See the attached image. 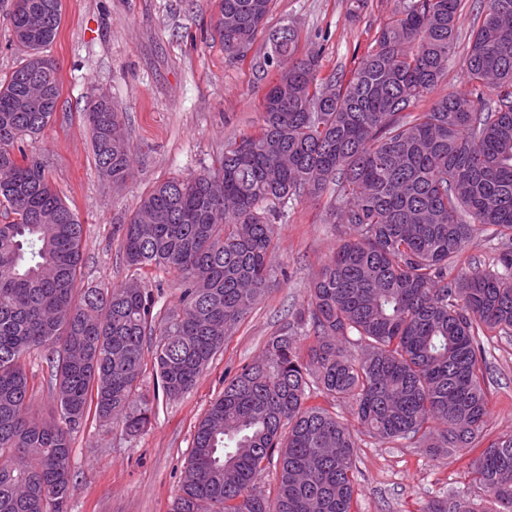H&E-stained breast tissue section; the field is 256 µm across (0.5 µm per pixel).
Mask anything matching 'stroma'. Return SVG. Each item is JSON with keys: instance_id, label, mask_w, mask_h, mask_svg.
Returning a JSON list of instances; mask_svg holds the SVG:
<instances>
[{"instance_id": "obj_1", "label": "stroma", "mask_w": 512, "mask_h": 512, "mask_svg": "<svg viewBox=\"0 0 512 512\" xmlns=\"http://www.w3.org/2000/svg\"><path fill=\"white\" fill-rule=\"evenodd\" d=\"M397 0H274L256 48L269 32L293 25L301 49L321 48L322 74L351 72L392 17ZM481 15L478 0H462L458 40L442 92L465 91L463 61ZM216 0H64V17L46 49L60 71L59 109L47 129L27 140L83 227V286L112 288L139 278L158 289L160 307L179 300L177 276L157 268L127 267L113 233L127 223L141 197L158 181L191 179L215 168L227 142L260 122L263 90L248 62L230 58L213 40ZM124 108L122 133L134 173L122 185L103 179L92 152V132L82 113L101 95ZM324 203L304 197L277 226L273 263L287 278L270 282L204 370L195 388L175 401L159 400L150 425L137 436L88 421L75 433L69 512H172L193 435L224 379L256 357L306 303L309 285L335 251L342 228L323 221ZM491 414L484 439L512 432V335L488 337ZM467 451L429 453L388 447L362 437L356 450L358 512H423L435 499L456 493L485 499L472 483Z\"/></svg>"}]
</instances>
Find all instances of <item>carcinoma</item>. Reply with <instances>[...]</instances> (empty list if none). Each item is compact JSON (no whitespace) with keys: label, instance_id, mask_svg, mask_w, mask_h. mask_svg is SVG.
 Returning <instances> with one entry per match:
<instances>
[{"label":"carcinoma","instance_id":"carcinoma-1","mask_svg":"<svg viewBox=\"0 0 512 512\" xmlns=\"http://www.w3.org/2000/svg\"><path fill=\"white\" fill-rule=\"evenodd\" d=\"M462 0H398L346 75H321L284 24L254 49L272 0H218L224 51L268 85L258 127L218 167L155 184L118 227L125 262L177 273L179 304L157 308L133 279L79 287L82 224L25 141L59 107L44 55L63 0H14L22 64L0 76V512H68L72 436L90 418L129 436L150 422L145 354L176 400L251 312L275 274L276 221L301 197L326 198V224L350 234L312 280L306 304L229 379L199 422L173 512H354L359 434L429 450L472 447L486 427L483 338L512 331V0H487L463 66L448 78ZM47 17L32 40L28 16ZM494 98H484V89ZM83 119L102 178L133 172L122 110L103 95ZM501 241L494 269L465 249L478 228ZM312 339L304 350L299 337ZM54 382L55 410L32 414L26 356ZM354 404L357 425L313 400ZM276 461L277 490L259 486ZM482 510L455 494L423 512H512V433L481 449Z\"/></svg>","mask_w":512,"mask_h":512}]
</instances>
